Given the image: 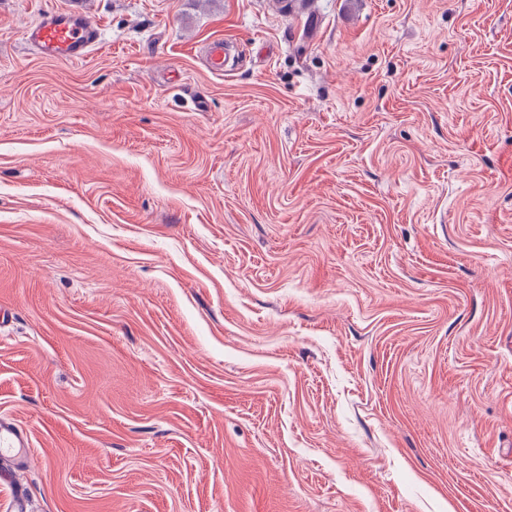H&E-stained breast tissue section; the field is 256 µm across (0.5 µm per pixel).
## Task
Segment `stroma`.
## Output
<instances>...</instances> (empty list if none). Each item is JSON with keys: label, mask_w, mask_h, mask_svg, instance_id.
<instances>
[{"label": "stroma", "mask_w": 512, "mask_h": 512, "mask_svg": "<svg viewBox=\"0 0 512 512\" xmlns=\"http://www.w3.org/2000/svg\"><path fill=\"white\" fill-rule=\"evenodd\" d=\"M1 415L31 512H512V0H0ZM27 42L44 57L79 62L100 43V30L78 9L44 11L25 31Z\"/></svg>", "instance_id": "stroma-1"}]
</instances>
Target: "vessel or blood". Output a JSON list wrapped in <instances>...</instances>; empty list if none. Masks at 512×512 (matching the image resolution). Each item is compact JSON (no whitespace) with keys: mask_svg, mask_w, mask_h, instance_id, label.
I'll use <instances>...</instances> for the list:
<instances>
[{"mask_svg":"<svg viewBox=\"0 0 512 512\" xmlns=\"http://www.w3.org/2000/svg\"><path fill=\"white\" fill-rule=\"evenodd\" d=\"M27 42L44 57L79 62L86 59L100 43V30L86 14L77 9L44 11L25 31ZM33 455L28 433L0 417V480L10 482V512H29L30 504L19 481L11 473L26 467Z\"/></svg>","mask_w":512,"mask_h":512,"instance_id":"b4317fda","label":"vessel or blood"}]
</instances>
